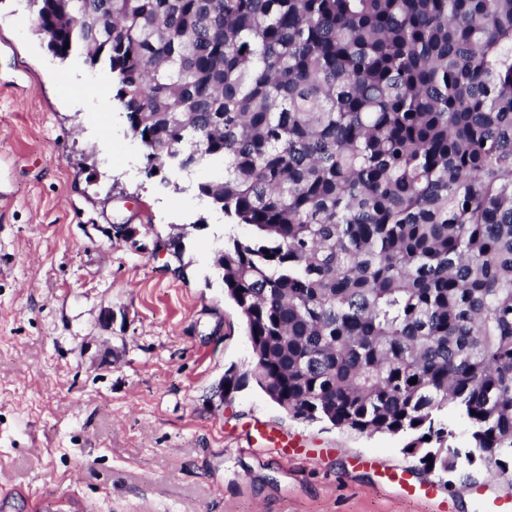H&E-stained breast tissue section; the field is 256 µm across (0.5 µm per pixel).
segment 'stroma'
<instances>
[{"mask_svg":"<svg viewBox=\"0 0 512 512\" xmlns=\"http://www.w3.org/2000/svg\"><path fill=\"white\" fill-rule=\"evenodd\" d=\"M33 18L0 0V512H433L356 463L427 481L402 437L295 420L252 381L219 401L253 354L213 258L249 230L197 195L210 170L146 177L109 70L52 56ZM174 236L178 252L149 253ZM259 424L300 456L247 451ZM437 496L512 502L464 465Z\"/></svg>","mask_w":512,"mask_h":512,"instance_id":"1","label":"stroma"}]
</instances>
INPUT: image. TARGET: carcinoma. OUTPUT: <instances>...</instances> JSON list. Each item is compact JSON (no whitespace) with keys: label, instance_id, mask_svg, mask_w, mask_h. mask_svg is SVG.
Listing matches in <instances>:
<instances>
[{"label":"carcinoma","instance_id":"1","mask_svg":"<svg viewBox=\"0 0 512 512\" xmlns=\"http://www.w3.org/2000/svg\"><path fill=\"white\" fill-rule=\"evenodd\" d=\"M112 73L144 171L250 230L214 266L292 418L512 470V0H28ZM417 379L411 384L409 380Z\"/></svg>","mask_w":512,"mask_h":512}]
</instances>
